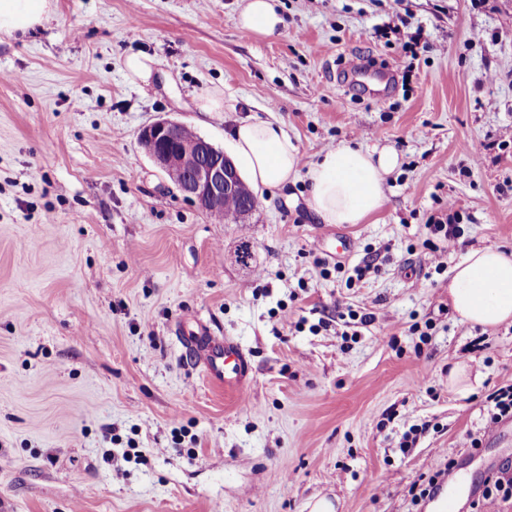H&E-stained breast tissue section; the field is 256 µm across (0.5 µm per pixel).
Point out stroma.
I'll return each instance as SVG.
<instances>
[{
	"label": "stroma",
	"mask_w": 512,
	"mask_h": 512,
	"mask_svg": "<svg viewBox=\"0 0 512 512\" xmlns=\"http://www.w3.org/2000/svg\"><path fill=\"white\" fill-rule=\"evenodd\" d=\"M245 4L55 0L0 35V512H427L412 488L448 460L480 492L512 463L486 401L512 384V325L448 304L466 250H512V0H281L270 39L238 27ZM132 53L156 59L149 83ZM354 59L391 70L386 95L351 85ZM214 87L205 119L190 103ZM248 116L307 164L394 149L382 207L321 223L301 177L217 223L139 140L165 117L221 148ZM450 211L447 241L428 219ZM199 321L245 353L243 390L186 355ZM458 360L479 375L465 396ZM156 61L143 54H130L125 58L124 66L133 81L148 83L152 77ZM195 108L197 112L206 115L223 112L224 110V91L219 87H214L199 97Z\"/></svg>",
	"instance_id": "1"
}]
</instances>
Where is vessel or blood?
<instances>
[{
	"mask_svg": "<svg viewBox=\"0 0 512 512\" xmlns=\"http://www.w3.org/2000/svg\"><path fill=\"white\" fill-rule=\"evenodd\" d=\"M186 342L199 355L210 378L230 388L243 387L247 363L237 343L228 339L221 341L202 332L187 337Z\"/></svg>",
	"mask_w": 512,
	"mask_h": 512,
	"instance_id": "1",
	"label": "vessel or blood"
}]
</instances>
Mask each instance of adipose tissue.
<instances>
[{
  "label": "adipose tissue",
  "instance_id": "adipose-tissue-1",
  "mask_svg": "<svg viewBox=\"0 0 512 512\" xmlns=\"http://www.w3.org/2000/svg\"><path fill=\"white\" fill-rule=\"evenodd\" d=\"M51 7L52 0H0V34L35 30ZM239 25L260 37L279 35L284 19L277 0H248ZM226 138L239 174L256 192H270L305 176L307 205L325 224H359L377 211L386 178L398 165L391 149L370 151L348 144L306 165L278 123L251 117L236 120ZM448 297L464 323L484 328L511 323L512 252L467 251L452 270Z\"/></svg>",
  "mask_w": 512,
  "mask_h": 512
}]
</instances>
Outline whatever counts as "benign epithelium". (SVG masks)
<instances>
[{
	"instance_id": "7a95c632",
	"label": "benign epithelium",
	"mask_w": 512,
	"mask_h": 512,
	"mask_svg": "<svg viewBox=\"0 0 512 512\" xmlns=\"http://www.w3.org/2000/svg\"><path fill=\"white\" fill-rule=\"evenodd\" d=\"M188 126L161 118L144 127L140 141L154 163L178 176L177 187L207 212L224 209V197L239 191L242 178L232 159L209 140L188 135Z\"/></svg>"
}]
</instances>
